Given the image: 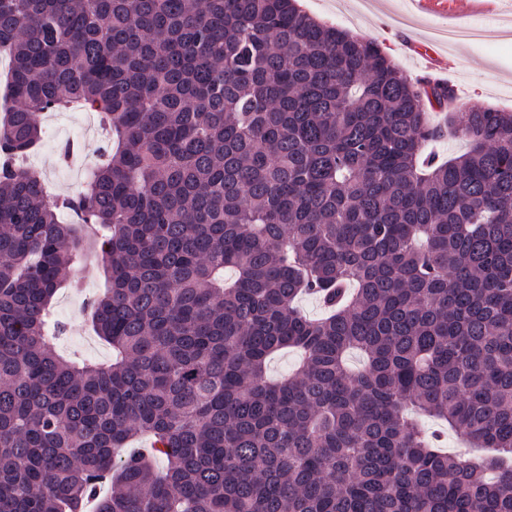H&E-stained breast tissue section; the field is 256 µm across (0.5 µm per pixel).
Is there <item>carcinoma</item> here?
<instances>
[{
  "mask_svg": "<svg viewBox=\"0 0 512 512\" xmlns=\"http://www.w3.org/2000/svg\"><path fill=\"white\" fill-rule=\"evenodd\" d=\"M0 54V512H512V112L296 0H0ZM74 103L110 152L50 198L17 165ZM93 252L78 364L52 307ZM465 149V138L461 130L447 131L444 137L426 145L425 153L435 155L448 160V157L456 156Z\"/></svg>",
  "mask_w": 512,
  "mask_h": 512,
  "instance_id": "1",
  "label": "carcinoma"
}]
</instances>
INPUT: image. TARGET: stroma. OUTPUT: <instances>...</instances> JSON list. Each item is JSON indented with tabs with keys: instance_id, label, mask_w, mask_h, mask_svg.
I'll return each mask as SVG.
<instances>
[{
	"instance_id": "1",
	"label": "stroma",
	"mask_w": 512,
	"mask_h": 512,
	"mask_svg": "<svg viewBox=\"0 0 512 512\" xmlns=\"http://www.w3.org/2000/svg\"><path fill=\"white\" fill-rule=\"evenodd\" d=\"M299 7L321 23L375 40L414 79L428 74L427 62L418 49L430 45L445 67V77L460 92L458 108L490 105L512 111V38L502 35L503 30L512 28V0H495L491 12L476 15L468 0H440L431 8L417 7L411 0H300ZM450 13L466 15L467 25L479 27L483 39L475 43L448 40L446 16ZM42 125V144L27 157V165L41 171L53 193H78L104 147L103 139L91 132L92 113L75 108L49 112ZM68 142L77 143L80 150L63 162L59 150ZM75 274L78 287L62 290L56 299L55 315L68 325L57 349L79 359L106 360L108 345L94 336L84 320L87 301L103 285L96 259H88Z\"/></svg>"
}]
</instances>
